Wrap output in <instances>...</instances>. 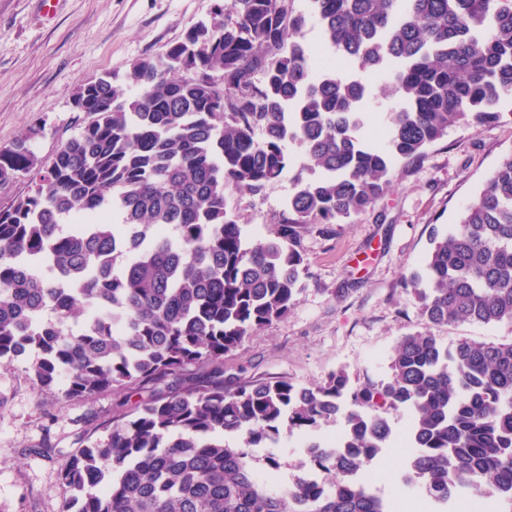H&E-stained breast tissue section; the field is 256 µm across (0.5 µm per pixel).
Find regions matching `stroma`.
<instances>
[{
    "label": "stroma",
    "instance_id": "1",
    "mask_svg": "<svg viewBox=\"0 0 512 512\" xmlns=\"http://www.w3.org/2000/svg\"><path fill=\"white\" fill-rule=\"evenodd\" d=\"M216 0H0V148L26 140L37 168L50 164L60 143L86 121L72 100L86 80L124 74L138 58L156 55L201 20ZM512 150V117L478 129L457 127L431 145L420 164H397L375 210L328 235L305 234L304 288L287 318L255 332L224 365L244 379L283 377L308 386L343 368L351 379H386L400 338L423 330L403 276L421 269L432 230L456 223L502 155ZM295 190L291 177L234 205L240 223L267 232ZM451 345L467 338L508 342L512 326L449 324L434 330ZM32 357L0 364V512H64L71 493L60 476L92 428L93 414L123 409L124 398L104 393L87 401L48 392L30 377ZM343 418L313 433L281 428L273 448L252 451L265 473L267 456L280 468L276 488L308 466L312 438L341 433ZM48 444L47 456L33 447Z\"/></svg>",
    "mask_w": 512,
    "mask_h": 512
}]
</instances>
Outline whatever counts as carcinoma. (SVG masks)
<instances>
[{
    "instance_id": "cac0c4a2",
    "label": "carcinoma",
    "mask_w": 512,
    "mask_h": 512,
    "mask_svg": "<svg viewBox=\"0 0 512 512\" xmlns=\"http://www.w3.org/2000/svg\"><path fill=\"white\" fill-rule=\"evenodd\" d=\"M126 74L81 85L87 117L0 207V362L30 352L33 381L83 400L139 396L101 421L104 441L61 465L65 512H394L366 466L394 438L384 411L411 414L405 484L431 512L492 490L512 512V341L443 346L403 336L383 381L340 368L295 386L224 376V356L285 318L302 287L305 233H328L375 209L397 162L464 126L504 118L512 97V0H222ZM315 25L321 63L303 40ZM395 99L383 144L360 135L367 77ZM298 154L292 156L288 146ZM296 191L269 233L250 234L230 206L293 163ZM19 140L0 149V182L30 172ZM413 291L426 327L512 325V150L448 232L433 233ZM343 414L342 450L311 440L331 480L302 473L275 492L251 448L283 425L312 431ZM235 435L241 445L224 443Z\"/></svg>"
}]
</instances>
